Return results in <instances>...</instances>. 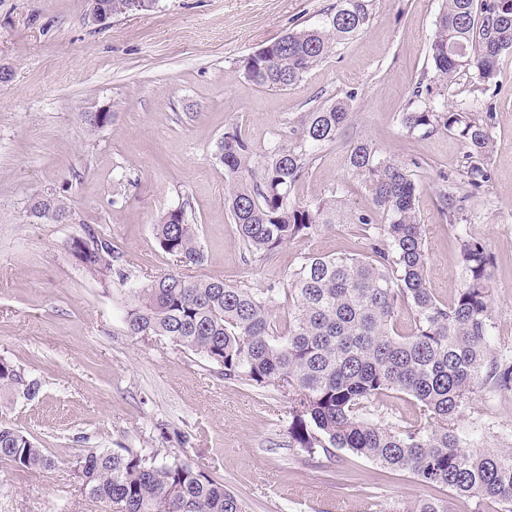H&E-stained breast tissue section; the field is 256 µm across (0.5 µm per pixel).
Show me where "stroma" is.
Segmentation results:
<instances>
[{"mask_svg": "<svg viewBox=\"0 0 512 512\" xmlns=\"http://www.w3.org/2000/svg\"><path fill=\"white\" fill-rule=\"evenodd\" d=\"M334 0H159L93 24L88 0H0V354L41 383L11 419L56 458L23 472L0 462V512H104L72 460L88 448L174 452L233 492L245 512H399L438 496L405 471L346 450L291 446L289 404L272 389L225 382L215 366L158 336L130 335L129 289L169 271L257 289L282 287L307 255L357 246L335 224L267 257L247 253L224 205L215 144L238 125L256 150L288 142L300 113L348 100L352 118L318 152L290 197L309 204L338 192L343 211L371 209L348 163L358 141L416 162L417 206L428 235V286L450 301L461 286L458 241L493 257L490 341L512 362V53L485 95L468 78L444 91L449 108H495L490 179L449 223L438 206L464 155L455 135L404 139L400 124L427 64L445 0H370L364 32L285 90L261 88L241 61L292 29L320 24ZM109 109L91 132L81 113ZM61 194L68 223H30L38 195ZM196 224L205 261L164 253L152 226L171 209ZM93 226L112 240L117 278L88 276L70 253ZM482 449L512 448V389L477 388L458 421Z\"/></svg>", "mask_w": 512, "mask_h": 512, "instance_id": "1", "label": "stroma"}]
</instances>
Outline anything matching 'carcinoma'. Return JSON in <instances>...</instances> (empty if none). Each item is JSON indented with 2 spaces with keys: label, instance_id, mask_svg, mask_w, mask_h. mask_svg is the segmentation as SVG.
Masks as SVG:
<instances>
[{
  "label": "carcinoma",
  "instance_id": "1",
  "mask_svg": "<svg viewBox=\"0 0 512 512\" xmlns=\"http://www.w3.org/2000/svg\"><path fill=\"white\" fill-rule=\"evenodd\" d=\"M157 0H108L112 15L150 11ZM370 0H336L321 23L292 30L243 59L255 85L285 90L326 59L333 47L358 36L369 21ZM512 52V0H446L429 39L427 61L445 84L460 75L489 90L496 62ZM430 85L417 86L418 104L402 113L407 136L448 131L465 146L460 181L473 189L488 181L484 159L493 148L494 112L475 120L465 108L448 110L424 99ZM352 117L337 101L303 112L292 140L257 155L236 126L215 145L227 182L224 203L245 250L269 256L288 243L336 223L332 195L315 204L290 199L292 186L324 147L336 142ZM91 130L112 122L110 112H85ZM373 209L346 216L357 227L363 249L308 255L288 273L286 287L261 291L219 279H192L168 272L130 289L126 322L134 336H160L203 356L224 381L273 387L288 398L291 438L309 455L348 450L391 471H407L423 483L457 497L477 499L512 512V448L476 449L458 421L481 385L509 387L512 367L499 365L490 343L492 259L485 245L460 239L463 284L443 303L427 286V232L416 208L417 184L408 165L359 141L349 154ZM467 195L439 194L451 224L466 220ZM27 213L66 215L57 194L37 196ZM159 247L185 265L205 256L196 225L183 209L165 212L153 227ZM72 256L93 277L112 275V240L84 226L70 244ZM413 318L406 335L394 329L398 309ZM287 309L280 319L277 310ZM39 381L0 356V460L20 470H48L55 459L9 419L20 402L32 401ZM412 397L427 424L398 428L369 419L382 397ZM88 497L112 512H243L224 484L172 456L161 463L134 448H88L73 459ZM400 512H453L451 502L431 497Z\"/></svg>",
  "mask_w": 512,
  "mask_h": 512
}]
</instances>
